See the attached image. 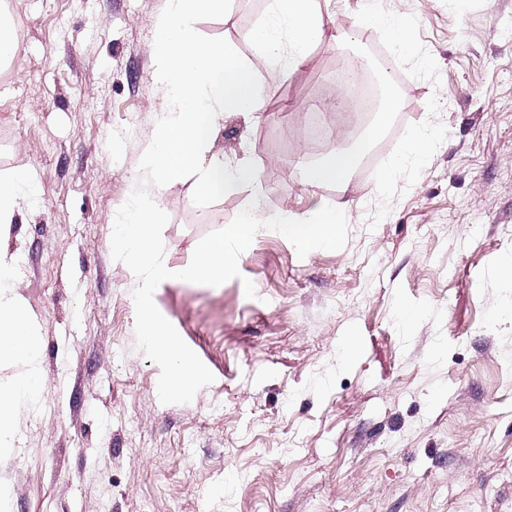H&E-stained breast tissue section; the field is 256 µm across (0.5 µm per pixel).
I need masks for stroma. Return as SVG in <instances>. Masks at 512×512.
Returning <instances> with one entry per match:
<instances>
[{
	"mask_svg": "<svg viewBox=\"0 0 512 512\" xmlns=\"http://www.w3.org/2000/svg\"><path fill=\"white\" fill-rule=\"evenodd\" d=\"M167 0H0L20 47L0 70V176L30 168L0 250L40 348L44 387L0 454L6 512H512V0H378L411 22L396 107L339 196L302 171L358 135L326 109L335 66L386 51L357 24L364 0H320L344 38L292 75L261 64L252 114L225 115L214 150L249 157L259 188L212 205L178 184L161 207L170 265L252 196L268 212L348 202L339 250L298 256L262 229L241 279L167 283L154 301L213 373L187 404H162L137 348L135 276L111 256L115 214L166 102L151 23ZM268 0H232L195 29L241 55ZM327 135L311 139L313 109ZM442 132L422 166L383 181L410 129ZM251 280L256 298L242 285Z\"/></svg>",
	"mask_w": 512,
	"mask_h": 512,
	"instance_id": "1",
	"label": "stroma"
}]
</instances>
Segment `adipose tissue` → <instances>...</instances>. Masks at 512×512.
Instances as JSON below:
<instances>
[{"label":"adipose tissue","mask_w":512,"mask_h":512,"mask_svg":"<svg viewBox=\"0 0 512 512\" xmlns=\"http://www.w3.org/2000/svg\"><path fill=\"white\" fill-rule=\"evenodd\" d=\"M368 146V140L364 139L354 148L337 150L308 166L303 176L304 185L329 184L341 193H348L352 171ZM36 201V180L32 172L19 170L1 177L0 234L14 224L21 207L34 205ZM17 277L15 258L0 252V360H10L23 367L8 389H0L1 447L9 444L19 405L37 401L43 390V381L36 369L40 350L34 340L31 319L22 299L11 293Z\"/></svg>","instance_id":"obj_1"}]
</instances>
